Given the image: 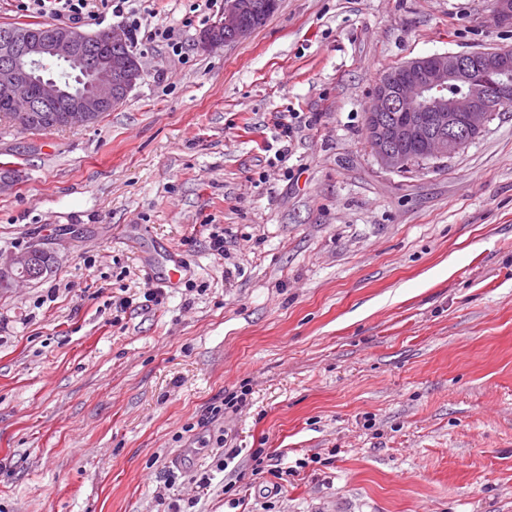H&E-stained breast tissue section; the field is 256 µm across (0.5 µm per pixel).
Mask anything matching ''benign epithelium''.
<instances>
[{
  "label": "benign epithelium",
  "instance_id": "benign-epithelium-1",
  "mask_svg": "<svg viewBox=\"0 0 512 512\" xmlns=\"http://www.w3.org/2000/svg\"><path fill=\"white\" fill-rule=\"evenodd\" d=\"M278 8L279 0H265L260 9L251 0H224L222 17L201 33L198 46L208 51L243 41ZM492 20L512 28V0H494ZM96 37L118 47L126 42L127 32L112 27L95 36L54 24L24 35L0 31V93L12 97L38 83V96L17 109L16 124L33 127L39 113L52 112L64 103V127H83L95 123L105 109L126 102L143 74L140 57L96 53L90 46ZM53 63L86 74V89L68 91L57 79L44 75ZM510 107L511 53H435L411 59L379 79L366 109L368 139L383 168L403 172L416 161L442 160L459 152L495 113ZM384 112L400 113L399 124H385ZM400 141L417 147L419 157L402 149ZM53 264V254H45L37 245L0 258V284L11 288L19 281H32Z\"/></svg>",
  "mask_w": 512,
  "mask_h": 512
}]
</instances>
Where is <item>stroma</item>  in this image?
I'll return each instance as SVG.
<instances>
[{
	"mask_svg": "<svg viewBox=\"0 0 512 512\" xmlns=\"http://www.w3.org/2000/svg\"><path fill=\"white\" fill-rule=\"evenodd\" d=\"M133 8L84 30L171 27L182 50L139 42L123 106L0 121L23 172L0 256H56L0 290V512H512V110L406 173L365 126L403 62L512 48L491 0H280L211 51L224 0ZM279 116L303 125L286 149ZM163 245L173 284L150 275Z\"/></svg>",
	"mask_w": 512,
	"mask_h": 512,
	"instance_id": "obj_1",
	"label": "stroma"
}]
</instances>
